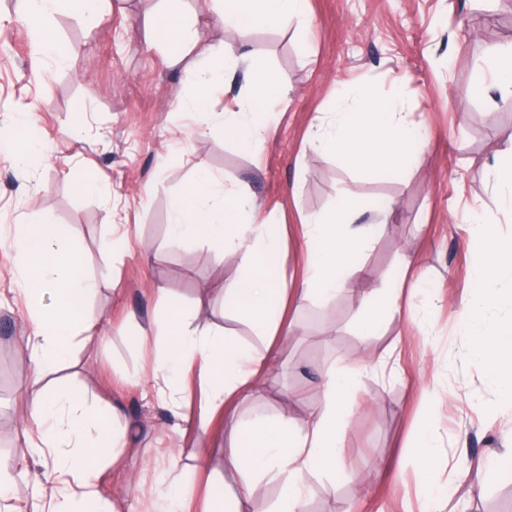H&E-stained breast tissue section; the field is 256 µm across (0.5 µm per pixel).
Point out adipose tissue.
Wrapping results in <instances>:
<instances>
[{"instance_id": "adipose-tissue-1", "label": "adipose tissue", "mask_w": 512, "mask_h": 512, "mask_svg": "<svg viewBox=\"0 0 512 512\" xmlns=\"http://www.w3.org/2000/svg\"><path fill=\"white\" fill-rule=\"evenodd\" d=\"M68 0H20V12L29 24L35 42L32 59L41 65L45 57L65 62L57 40L46 21L62 10ZM214 9L225 25L243 34L257 27H279L289 21L307 22V0H213ZM165 20L170 31V61L184 62L190 54L210 58L200 70L196 92L183 101L186 111L208 122L210 92L224 82L223 50L200 47L176 7H167L160 18H148V25ZM496 68L492 82L478 81L468 87V96H480L495 89L501 102L512 103V47L494 50ZM237 66L246 82L235 100V108L224 115V135L249 152H257L264 141L259 119L264 105L287 92L285 80L265 61L253 54L241 55ZM311 145L322 152H334L357 168L379 170L400 168L407 156H423L426 135L408 125L397 103L375 99L359 91L350 105L337 108L325 128H317ZM254 196L247 185L226 187L222 177L199 168L192 188L175 194L171 201L172 224L169 240L179 243L203 239L219 244L225 253L238 256L242 277L224 291L225 305L246 313L268 341L263 350L250 351L236 337L224 331L193 323L187 313L175 312L164 320L150 321L146 338L160 344L155 371L198 363L200 373L210 382V403L223 410L225 420L236 418L240 403L260 392L281 350L274 339L291 335L284 321L275 319L272 302L285 296L326 300L339 292L360 297L371 306L378 297L369 285L364 265L353 263L354 255L367 248L378 234L376 224L360 223L352 208L306 218L304 237L308 248V271L293 289L281 288L274 270L283 242L269 225L252 221ZM483 258L475 270L480 289L465 304V332L471 354L486 367L502 402L512 404V321H495L489 316L498 305V283L512 277V238L498 235L493 225L482 230ZM19 268L17 284L27 298L42 297L53 289L54 306L28 311L29 325L22 338L34 365V380L27 392L25 414L36 426L35 434H23L19 448L22 466L41 468L43 478L33 487L36 500L48 501L49 512H81L87 500L101 497V512H124L117 496H102L96 482L108 460L117 458V437L111 414L90 408L77 391L57 397L42 384L47 369L66 361L76 339H98L99 331L84 309L95 288L80 270L71 232L64 224L29 220L15 225L9 238L0 240ZM356 369L343 368L325 373L318 392L319 408L299 418L283 412L277 418H258L246 431L236 432L224 450L226 469L252 472V480L233 501L209 490L205 512H252V501L260 483L276 480L280 496L276 512H299L311 477L336 471L350 408L339 397L353 383Z\"/></svg>"}]
</instances>
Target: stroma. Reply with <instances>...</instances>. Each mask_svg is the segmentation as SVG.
Masks as SVG:
<instances>
[{
  "label": "stroma",
  "mask_w": 512,
  "mask_h": 512,
  "mask_svg": "<svg viewBox=\"0 0 512 512\" xmlns=\"http://www.w3.org/2000/svg\"><path fill=\"white\" fill-rule=\"evenodd\" d=\"M165 0H112L104 20L87 24L74 12L52 16L50 29L65 63H32L30 28L17 0H0V127L32 113L21 130L38 141L24 168L0 164V237L28 219L69 225L85 274L98 284L86 308L103 339L73 348L66 364L46 372L49 389L84 392L100 410L119 405L130 448L105 471L101 486L131 512H154L162 477L177 479L176 512H203L208 488L237 492L245 473L224 467L229 427L213 409L197 367L173 370L174 398L185 420L175 425L152 377L154 340L143 326L174 311L202 325L225 327L246 346L263 348L252 320L224 306V290L241 277L237 256L205 240L168 241L170 200L188 189L198 166L225 183L250 187L261 209L256 223L286 236L275 273L296 287L306 264L308 216L356 206L365 224L388 225L359 260L374 288L401 283L412 260L418 291H404L403 315L364 335L359 297L298 299L284 317L294 333L264 390L238 409L237 423L303 416L319 403L327 371L383 358L387 368L363 370L349 392L343 469L313 478L303 504L313 512H506L512 475L496 458L512 446V407L501 404L484 366L469 353L461 309L481 259L482 225L512 236V211L490 190L487 165L502 154L512 105L495 95L464 98L493 68L492 48L512 45V0H308L310 27L224 29L209 0H182L200 44H223L229 80L210 108L230 106L245 83L235 59L260 56L288 82L273 107L265 142L252 154L225 138L222 126L195 131L182 99L196 88L193 61L169 64L145 16ZM398 100L408 123L429 133L424 160L379 179L337 155L313 151L309 140L337 105L359 90ZM84 115L79 136L69 134ZM96 181L109 195L83 188ZM13 259L0 252V477L10 480L16 512H33L32 478H20L19 432L27 427L24 397L32 366L20 348L27 301L15 285ZM437 427L445 486L434 495L414 447L425 421ZM481 471L482 490L467 473Z\"/></svg>",
  "instance_id": "stroma-1"
}]
</instances>
